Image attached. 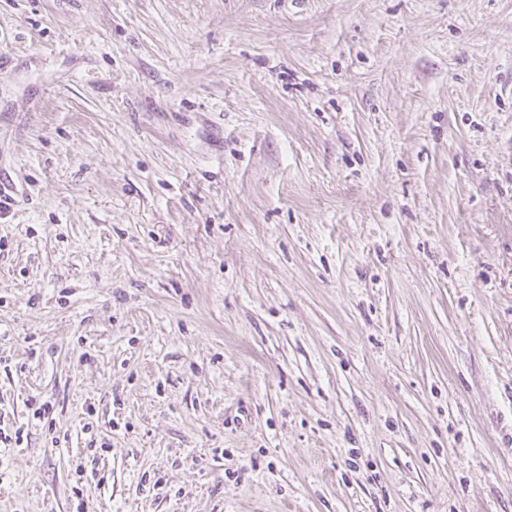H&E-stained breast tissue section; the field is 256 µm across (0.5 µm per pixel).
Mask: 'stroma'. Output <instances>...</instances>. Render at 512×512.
<instances>
[{
  "label": "stroma",
  "instance_id": "35a3bbf8",
  "mask_svg": "<svg viewBox=\"0 0 512 512\" xmlns=\"http://www.w3.org/2000/svg\"><path fill=\"white\" fill-rule=\"evenodd\" d=\"M0 184V512H512V0H0Z\"/></svg>",
  "mask_w": 512,
  "mask_h": 512
}]
</instances>
